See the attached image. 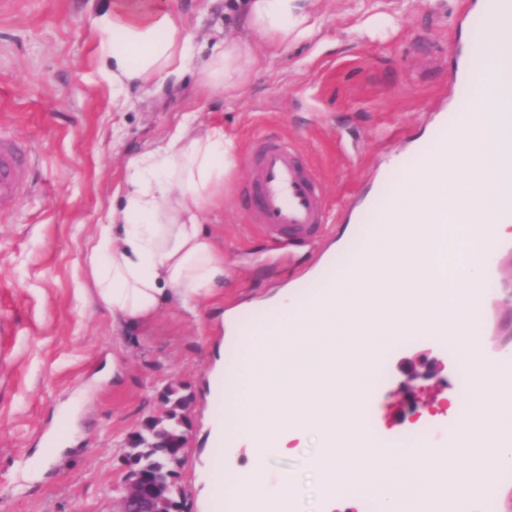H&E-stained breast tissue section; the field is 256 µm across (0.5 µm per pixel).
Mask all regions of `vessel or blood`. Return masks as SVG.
Segmentation results:
<instances>
[{
    "mask_svg": "<svg viewBox=\"0 0 512 512\" xmlns=\"http://www.w3.org/2000/svg\"><path fill=\"white\" fill-rule=\"evenodd\" d=\"M248 198L252 219L281 250L311 244L327 221L324 190L302 153L288 140H261L253 147ZM24 177V157L16 141L0 135V210L15 206ZM345 494L358 498L369 512H384L388 488L362 482ZM460 512H499L495 489L480 488L460 501Z\"/></svg>",
    "mask_w": 512,
    "mask_h": 512,
    "instance_id": "1",
    "label": "vessel or blood"
}]
</instances>
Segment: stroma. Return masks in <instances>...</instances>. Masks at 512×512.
Returning <instances> with one entry per match:
<instances>
[{"instance_id":"1","label":"stroma","mask_w":512,"mask_h":512,"mask_svg":"<svg viewBox=\"0 0 512 512\" xmlns=\"http://www.w3.org/2000/svg\"><path fill=\"white\" fill-rule=\"evenodd\" d=\"M194 44L239 31L231 0H164ZM474 0H319L312 38L273 50L251 45L260 69L236 96L134 90L123 111L95 57L93 0H0V134L28 157L16 205L0 211V512H113L125 437L161 406L159 391L194 396L179 484L198 504L194 468L208 446L207 373L224 343L220 316L249 329L295 284L317 292L357 245L349 217L372 189L387 193L414 166L412 144L455 99L451 77ZM223 125L238 155L224 204L204 224L224 250V305L163 308L150 324L116 330L97 301L88 247L106 223L128 157L163 143L183 113ZM282 138L321 181L329 220L313 245L273 251L244 191L256 140ZM488 281L481 344H512V250ZM448 355L420 337L393 347L365 422L429 432L447 390ZM315 442L270 460L296 473L297 512H317L307 459Z\"/></svg>"}]
</instances>
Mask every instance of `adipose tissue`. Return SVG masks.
Listing matches in <instances>:
<instances>
[{"mask_svg": "<svg viewBox=\"0 0 512 512\" xmlns=\"http://www.w3.org/2000/svg\"><path fill=\"white\" fill-rule=\"evenodd\" d=\"M316 0H240L243 34L213 39L206 57L158 0H99L98 70L123 105L132 87L179 85L193 76L204 91L235 96L259 65L246 37L271 47L310 37ZM236 148L223 127L201 126L189 112L165 146L130 157L118 202L89 254L99 302L116 326L151 321L165 306L194 312L224 284V255L202 218L216 206Z\"/></svg>", "mask_w": 512, "mask_h": 512, "instance_id": "ef3b65f1", "label": "adipose tissue"}]
</instances>
